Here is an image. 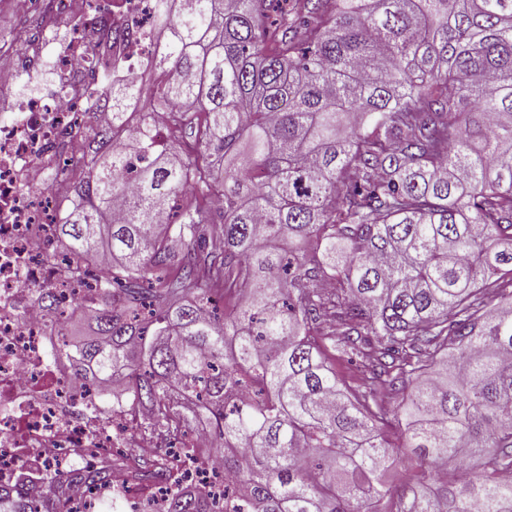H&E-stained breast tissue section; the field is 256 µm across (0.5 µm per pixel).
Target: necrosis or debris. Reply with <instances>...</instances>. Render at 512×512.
Segmentation results:
<instances>
[{
  "instance_id": "1",
  "label": "necrosis or debris",
  "mask_w": 512,
  "mask_h": 512,
  "mask_svg": "<svg viewBox=\"0 0 512 512\" xmlns=\"http://www.w3.org/2000/svg\"><path fill=\"white\" fill-rule=\"evenodd\" d=\"M57 16L38 43L11 45L19 66L0 64V485H23L38 495L49 474H71L88 463L111 465L112 482L70 485L73 512H93L98 500L121 499L126 512H166L171 492L192 488L212 504L230 489L207 457L188 459L204 447L193 433L170 456L162 481L135 488L133 457L153 455L150 444L128 449L134 419L124 406L102 403L101 389L72 373L62 346L72 307L89 293L73 272L55 231L73 200L50 187L52 174L86 158L87 123L112 124L106 83L136 84L156 61L159 47L153 0H48ZM53 55L51 89L19 96L25 82L40 81L38 65ZM53 294L67 308L47 313Z\"/></svg>"
}]
</instances>
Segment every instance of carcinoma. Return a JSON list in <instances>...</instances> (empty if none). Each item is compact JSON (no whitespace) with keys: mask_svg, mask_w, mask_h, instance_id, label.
Wrapping results in <instances>:
<instances>
[{"mask_svg":"<svg viewBox=\"0 0 512 512\" xmlns=\"http://www.w3.org/2000/svg\"><path fill=\"white\" fill-rule=\"evenodd\" d=\"M154 11L156 93L109 89L56 225L92 294L79 360L167 442L133 481L202 427L240 496L166 512H512V0ZM145 96L185 106L200 157L126 111ZM68 483L0 488V512H72Z\"/></svg>","mask_w":512,"mask_h":512,"instance_id":"obj_1","label":"carcinoma"}]
</instances>
